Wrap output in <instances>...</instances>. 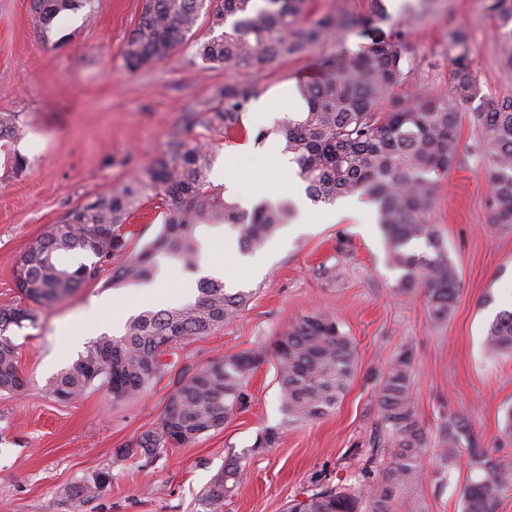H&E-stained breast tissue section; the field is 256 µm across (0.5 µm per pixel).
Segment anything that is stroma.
I'll list each match as a JSON object with an SVG mask.
<instances>
[{"label":"stroma","mask_w":512,"mask_h":512,"mask_svg":"<svg viewBox=\"0 0 512 512\" xmlns=\"http://www.w3.org/2000/svg\"><path fill=\"white\" fill-rule=\"evenodd\" d=\"M31 0H0V113L19 115L20 135L10 145L28 164L12 171L0 153V306L19 303L14 268L28 246L73 208L121 188L150 164L173 136L197 140L214 154L211 179L222 175L239 145L254 156L282 150L276 137L258 141L260 120L244 113L246 135L207 131L192 115L211 104L215 87L246 79L267 94L320 74L331 46L248 69L213 67L196 54L208 38V16L163 62L126 69L122 50L137 25L144 0H95L94 17L83 13L54 21L50 30L32 24ZM487 0H433L419 13L417 0H392L413 70L399 97L420 90H448V33L465 28L484 92L512 95V73L498 63L496 21ZM474 135L461 131L462 161L443 180L427 217L447 245L462 280L446 321L432 322L423 294L394 297L398 274L385 263L373 207L352 196L332 205H310L315 221L298 231L282 226V247L268 271L256 276L238 257L216 245L213 260L227 287L248 292L240 316L210 335L181 344L163 379L136 398L114 401L91 387L74 402L55 400L49 379L75 362L73 342L88 343L113 311L131 317L159 308L146 284L112 283V266L101 268L65 300L39 315L37 328L15 331L19 369L26 381L17 394L0 392V512H70L66 490L111 470L112 484L84 512H204L202 495L232 460L243 476L220 512H286L319 485L370 488L376 481L369 443L380 418L376 376L400 351H412L411 399L430 439L449 418L465 417L473 445L512 461V436L500 426L512 406V357H493L485 332L501 310L512 309V225L491 224L484 165L470 152ZM155 201H143L124 231L131 258L158 234ZM336 264L343 275L325 283L315 270ZM112 296L98 322L83 309L95 297ZM333 312L351 338L357 365L335 411L307 423L283 425L275 360L263 363L248 384L245 411L193 444L161 449L151 462L140 457L114 465V453L142 432L157 428L180 375L214 361L271 344L295 317ZM283 425L272 448L255 447L266 428ZM469 452L442 463L433 448L419 459L420 479L409 497L416 512H462L461 490L471 472Z\"/></svg>","instance_id":"obj_1"}]
</instances>
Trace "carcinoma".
<instances>
[{
	"label": "carcinoma",
	"instance_id": "carcinoma-1",
	"mask_svg": "<svg viewBox=\"0 0 512 512\" xmlns=\"http://www.w3.org/2000/svg\"><path fill=\"white\" fill-rule=\"evenodd\" d=\"M94 0H32L34 24L41 31L54 20L83 8L93 15ZM496 20L500 64L512 71V0H488ZM220 33L201 42L197 55L208 64L249 68L258 63L302 55L342 36L360 31L357 50L340 47L322 59L325 78L300 88L303 111L292 112L255 139L275 135L296 165V175L313 203H333L360 195L375 207L384 241L385 261L398 272L396 294H426L431 320L448 319L461 280L456 264L430 225L425 223L436 192L460 162V131H475L472 153L486 160L490 191L487 207L493 224H512V96L482 92L474 76L468 34L450 32L452 68L448 94L421 93L406 102L395 89L408 77L407 43L383 0H365L363 13L309 14V0H145L128 38L123 58L136 71L168 58L192 32L201 12ZM259 90L236 81L215 90L213 104L198 123L208 130L237 132L242 116ZM19 135L16 115L0 114V142ZM213 156L201 143L174 137L162 155L136 171L130 182L92 203L71 210L22 254L15 282L25 305L0 307V392L18 393L25 380L18 367L14 329L37 327L44 307L74 293L125 250L124 224L143 197L158 200L164 224L128 262L118 267L117 284L153 277L163 256L196 268L202 225L237 228L240 250L253 253L288 223L291 209L261 204L245 210L210 179ZM96 261L74 262L78 253ZM198 295L185 305L146 309L131 317L120 335L102 334L67 369L47 384L54 398L73 402L97 385L115 401L130 399L163 376V356L180 344L207 336L237 318L248 294L225 287L219 279L197 284ZM487 350L512 355V310L500 311L485 337ZM277 365L283 424L309 422L331 413L346 392L356 368V348L329 311H315L290 322L269 346L226 355L189 377L180 378L168 397L158 427L120 448L115 464L139 454L189 445L224 424L248 405V381L268 358ZM413 354L399 352L377 387L380 422L369 461L389 447V462L379 470L371 492L361 488L320 487L289 512H395L394 502L419 480L418 460L428 435L416 420L410 397ZM470 435L458 416L441 427L437 455L457 457ZM474 477L462 489L463 512H498L512 489V464L486 453L471 454ZM242 468L230 463L205 494L208 507L222 501L240 479ZM112 483V470L67 491L71 512H83Z\"/></svg>",
	"mask_w": 512,
	"mask_h": 512
}]
</instances>
